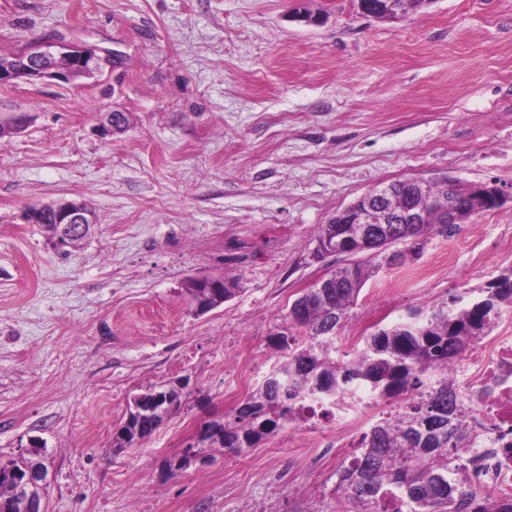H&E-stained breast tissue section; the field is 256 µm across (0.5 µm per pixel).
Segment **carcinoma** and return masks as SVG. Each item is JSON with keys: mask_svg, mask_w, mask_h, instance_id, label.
Returning a JSON list of instances; mask_svg holds the SVG:
<instances>
[{"mask_svg": "<svg viewBox=\"0 0 512 512\" xmlns=\"http://www.w3.org/2000/svg\"><path fill=\"white\" fill-rule=\"evenodd\" d=\"M360 13L384 19L381 0H357ZM427 197L437 202L453 200L471 206L463 187L448 186V178L431 183ZM393 246L423 247L430 235L448 232L433 217L431 224H391ZM342 280L321 296L308 289L288 312L291 327L303 331L304 340L278 333L274 344L287 351L286 359L264 378L241 404L233 420H212L211 441L233 451L250 448L277 428L298 422L310 411L307 403L323 408L353 397L361 390L373 398H401L396 413L364 432L358 453L339 473L336 490L347 512H377L380 504L393 501L396 512H512V500L460 487L453 479L464 465L461 450L473 443L466 420L468 403L457 383L448 378V364L473 341L486 335L503 310L512 309V267L495 280L468 294L450 293L441 301L411 310L398 322L377 329L356 348L352 357L336 356V338L350 315L351 306L370 275L365 262L354 260L335 270ZM237 282L222 277L191 279L189 295L200 301L213 293L227 300ZM159 395L168 409L180 406L175 388L142 393ZM163 418L158 414L138 417L130 410L127 424L112 441L119 453L134 446L132 438L153 434Z\"/></svg>", "mask_w": 512, "mask_h": 512, "instance_id": "carcinoma-1", "label": "carcinoma"}]
</instances>
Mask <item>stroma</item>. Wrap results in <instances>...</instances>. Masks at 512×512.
Instances as JSON below:
<instances>
[{"label":"stroma","mask_w":512,"mask_h":512,"mask_svg":"<svg viewBox=\"0 0 512 512\" xmlns=\"http://www.w3.org/2000/svg\"><path fill=\"white\" fill-rule=\"evenodd\" d=\"M307 10L316 21L295 20ZM108 47L120 73L0 84V464L38 442L47 512H336L362 427L290 424L239 452L166 458L230 419L281 357L295 299L334 271L316 229L381 182L450 176L505 201L380 264L336 340L366 336L512 266V0H0V55L44 37ZM130 125L102 136L100 113ZM97 223L57 249L31 207ZM235 279L195 314L188 279ZM178 386L144 444L112 452L135 394Z\"/></svg>","instance_id":"stroma-1"}]
</instances>
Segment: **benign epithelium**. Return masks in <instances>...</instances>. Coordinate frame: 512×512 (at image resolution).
<instances>
[{
  "label": "benign epithelium",
  "instance_id": "benign-epithelium-1",
  "mask_svg": "<svg viewBox=\"0 0 512 512\" xmlns=\"http://www.w3.org/2000/svg\"><path fill=\"white\" fill-rule=\"evenodd\" d=\"M105 52L100 49L83 46L62 44L47 41L36 45L23 54L12 56L0 62V83L13 80H56L71 81L76 77L90 76L102 73ZM125 127L123 116L116 112H103L99 117L98 128L102 135L112 136ZM474 208L465 212L453 204L440 207L442 223L456 228L469 216L480 210L483 200L491 195L501 200L497 187L488 184H476L472 188ZM395 190L388 184H379L373 188V194L364 202L349 207L342 212L344 223L356 225L353 233L336 235V229H331L328 249L345 250L351 253L371 248L390 237L380 233L382 224H426L429 222L427 210L420 207H405L396 209L392 202ZM27 220L31 224L47 220L58 225L55 244L59 247L68 246L75 232L86 235L90 226L95 223V216L80 202L67 201L56 204L37 206L28 212ZM42 448L32 445L27 454L33 458V465L26 474L16 475L14 494L19 507L25 512H44L42 502L46 487L44 474L46 466L41 458Z\"/></svg>",
  "mask_w": 512,
  "mask_h": 512
}]
</instances>
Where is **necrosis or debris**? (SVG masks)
Returning a JSON list of instances; mask_svg holds the SVG:
<instances>
[{
    "instance_id": "4bbe7bcc",
    "label": "necrosis or debris",
    "mask_w": 512,
    "mask_h": 512,
    "mask_svg": "<svg viewBox=\"0 0 512 512\" xmlns=\"http://www.w3.org/2000/svg\"><path fill=\"white\" fill-rule=\"evenodd\" d=\"M468 423L479 441L467 450L465 486L512 500V335L476 345L466 356Z\"/></svg>"
}]
</instances>
